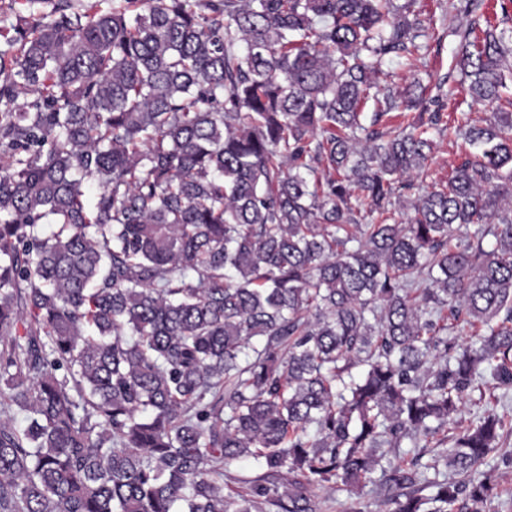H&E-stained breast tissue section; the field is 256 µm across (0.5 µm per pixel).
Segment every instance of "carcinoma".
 I'll return each mask as SVG.
<instances>
[{
  "mask_svg": "<svg viewBox=\"0 0 512 512\" xmlns=\"http://www.w3.org/2000/svg\"><path fill=\"white\" fill-rule=\"evenodd\" d=\"M414 4H0V512H320L376 472L377 512H484L512 112L386 125L424 107L383 70L435 39ZM480 6L453 70L490 105L512 0ZM445 136L469 150L412 196Z\"/></svg>",
  "mask_w": 512,
  "mask_h": 512,
  "instance_id": "cac0c4a2",
  "label": "carcinoma"
}]
</instances>
